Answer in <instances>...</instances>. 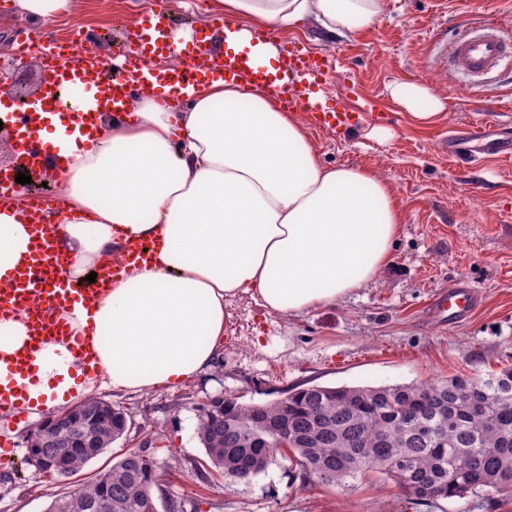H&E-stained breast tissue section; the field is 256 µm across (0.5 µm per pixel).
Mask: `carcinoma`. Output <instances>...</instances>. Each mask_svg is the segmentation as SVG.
I'll return each mask as SVG.
<instances>
[{"mask_svg": "<svg viewBox=\"0 0 512 512\" xmlns=\"http://www.w3.org/2000/svg\"><path fill=\"white\" fill-rule=\"evenodd\" d=\"M111 412L105 407L93 447L70 452L65 429L39 442L46 460L67 458L57 476L78 474L119 440ZM197 412L199 439L228 485L249 482L279 456L330 488L374 470L415 504L428 492L436 502L477 490L512 497V368L412 385H314L260 403L216 397ZM392 459L402 468H391ZM156 487L150 457L128 448L45 512H146Z\"/></svg>", "mask_w": 512, "mask_h": 512, "instance_id": "cac0c4a2", "label": "carcinoma"}]
</instances>
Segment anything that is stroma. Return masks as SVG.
Here are the masks:
<instances>
[{
    "label": "stroma",
    "mask_w": 512,
    "mask_h": 512,
    "mask_svg": "<svg viewBox=\"0 0 512 512\" xmlns=\"http://www.w3.org/2000/svg\"><path fill=\"white\" fill-rule=\"evenodd\" d=\"M148 2L83 0L78 17L52 20L50 31L62 39L79 28L101 33L98 53L107 58ZM208 2L163 0L171 31L191 33L182 58L215 29ZM485 21L512 35V0H384L380 22L357 39L326 35L311 19L281 34V48L300 42L338 59L322 104L332 111L354 96L363 110L347 132L309 133L325 166L367 167L392 187L404 207L402 232L390 265L335 305L280 314L245 294L228 298L223 354L184 385L98 390L129 416L119 447L146 449L179 512H512V497L485 491L416 506L373 472L331 489L283 459L250 483L228 485L209 474L198 438L197 408L216 396L257 403L296 387L404 385L512 366V159L464 165L448 155L449 135L467 126L512 133V67L473 89L448 67L453 39ZM395 82L428 86L444 105L438 119L414 126L389 98ZM462 280L482 297L476 312L458 324L433 318L431 296ZM38 425L0 424V440L16 448L0 474V512H44L111 459L103 454L69 478L42 474L26 461Z\"/></svg>",
    "instance_id": "1"
}]
</instances>
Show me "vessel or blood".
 I'll return each instance as SVG.
<instances>
[{"label":"vessel or blood","instance_id":"obj_1","mask_svg":"<svg viewBox=\"0 0 512 512\" xmlns=\"http://www.w3.org/2000/svg\"><path fill=\"white\" fill-rule=\"evenodd\" d=\"M166 14L152 13L148 32H131L127 49L118 51L111 62L105 63L78 52L62 50L59 44L46 42L41 50L49 61L44 66L42 93L27 105L26 118L17 130L14 148L23 165L44 168L47 150L34 142L31 131L49 127L57 110L55 101L59 89L66 88L86 96L87 107L72 119L73 131L90 132L101 113H127L134 88L149 90L166 84L186 88L223 78L246 84L275 86L276 97L288 111L304 112L316 127L329 132L346 131L352 120L348 112L324 111L315 89L327 85L335 70L333 62L316 57L297 47L283 57L276 72L254 66L248 54L218 55L213 46L199 47L190 61L163 71L147 67L137 48L151 44L154 35L162 33ZM512 65V39L501 36L488 25L472 27L450 48L449 67L452 71L478 78L499 66ZM448 153L454 157L476 160L482 155L508 157L512 142L493 138L482 131L464 137H449ZM42 204L29 203L22 213L32 233V249L27 259L14 269L9 280L0 282V320H9L17 311L28 314V336L10 355L11 372L18 375V384L0 386V421H24L29 411L25 378L30 377L31 363L46 340H62L69 344L84 375H93V353L84 337L73 335L66 318L74 305L92 308L107 292L123 269L132 263L149 259L144 242L128 241L122 253L110 266L104 267L96 283L79 287L66 274V260L57 248L63 227L46 223ZM477 306V296L466 282H459L448 294H439L431 308L439 319L452 323L461 321Z\"/></svg>","mask_w":512,"mask_h":512}]
</instances>
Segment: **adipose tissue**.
<instances>
[{"instance_id":"obj_1","label":"adipose tissue","mask_w":512,"mask_h":512,"mask_svg":"<svg viewBox=\"0 0 512 512\" xmlns=\"http://www.w3.org/2000/svg\"><path fill=\"white\" fill-rule=\"evenodd\" d=\"M79 0H11L45 23ZM234 22L287 32L312 17L350 39L376 26L383 0H214ZM390 99L420 127L443 103L422 84L396 82ZM133 119L101 121L92 137L53 120L47 160L64 203L48 223L64 233L67 273L99 271L115 243L146 240L150 263L130 266L92 309L70 321L97 355L98 378L76 383L59 343L35 354L27 384L34 417L94 389L175 387L211 368L224 348L225 301L250 295L271 312L336 304L368 287L400 234L403 207L363 167L329 168L302 124L258 86L218 80L134 96ZM20 208L0 205V280L31 249Z\"/></svg>"}]
</instances>
